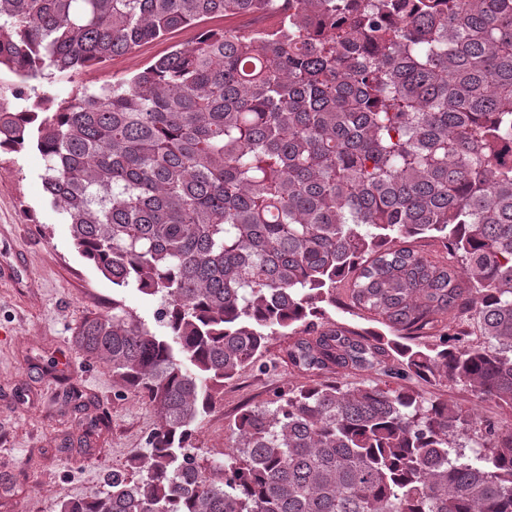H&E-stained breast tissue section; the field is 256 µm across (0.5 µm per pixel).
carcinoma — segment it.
<instances>
[{
  "mask_svg": "<svg viewBox=\"0 0 512 512\" xmlns=\"http://www.w3.org/2000/svg\"><path fill=\"white\" fill-rule=\"evenodd\" d=\"M254 12L279 20L206 27ZM188 26L98 93L51 89ZM2 67L27 105L0 111V149L35 145L74 249L160 300L161 333L117 297L76 333L161 422L60 512H512V429L328 378L405 371L512 409V0H0ZM340 284L390 331L469 310L488 344L315 328ZM288 335L311 383L210 459L198 421Z\"/></svg>",
  "mask_w": 512,
  "mask_h": 512,
  "instance_id": "carcinoma-1",
  "label": "carcinoma"
}]
</instances>
